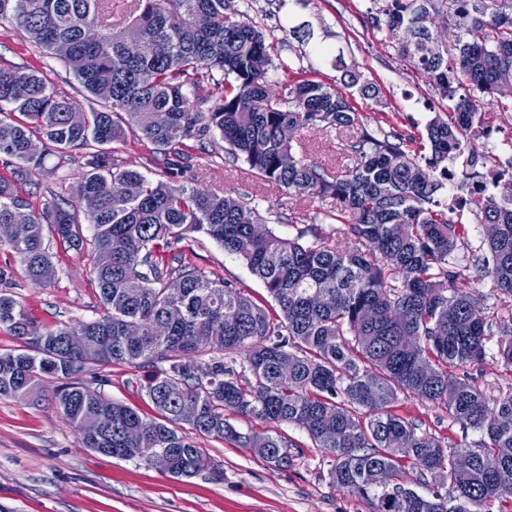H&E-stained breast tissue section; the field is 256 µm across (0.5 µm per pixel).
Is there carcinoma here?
Returning <instances> with one entry per match:
<instances>
[{"mask_svg": "<svg viewBox=\"0 0 512 512\" xmlns=\"http://www.w3.org/2000/svg\"><path fill=\"white\" fill-rule=\"evenodd\" d=\"M112 0H0V22L58 59L79 83L88 109L57 97L38 72L0 65V224L19 226L1 241L26 279L48 287L57 269L49 235L79 250L86 243L74 205L51 189L33 208L19 193L32 171L55 154L78 150L77 193L98 198L86 213L96 252L95 280L103 314L82 323L89 340L71 351L69 326L47 327L38 339L32 319L8 288L13 269L0 267V330L20 346L0 353V397L47 380L53 398L85 448L151 463L165 450L167 475L179 479L213 468L198 438L231 441L287 469L297 445L274 432L243 435L225 413L303 428L331 456L330 484L370 505V512H508L512 508V393L488 396L468 369L483 360L491 325L474 294L457 280L448 258L463 227L448 220L436 199L448 186V160L478 139L481 100L512 101V0H385L378 32L398 56L423 72L448 100V119L434 117L417 139L396 130L378 138L363 127L353 93L309 78L285 95L269 93L278 69L260 26L233 0H128L123 16L141 28L147 49L127 46L112 24ZM448 21L456 39L432 36L434 18ZM344 87L369 99L377 86L347 69ZM220 94L205 111L203 83ZM361 128L351 141L356 164L330 173L297 151L300 129ZM214 133L224 156L243 160L261 180L289 193L336 200L318 213L336 223L313 241L270 230L252 197L218 194L184 184L174 159L193 138ZM163 156L159 178L119 163L116 146L128 136ZM40 140L42 154L27 153ZM292 162L285 165L282 159ZM477 206L498 290L512 297V206L486 195ZM193 234L214 240L242 260L277 308L216 280L178 244ZM498 354L512 367V317L497 325ZM240 356V368L224 362ZM127 364L146 371L140 389L156 415L148 418L79 382L93 367ZM292 375L284 380L279 366ZM462 371L452 376L449 369ZM400 393L448 412L452 423L480 434L474 445L447 446L440 437L388 410ZM105 428L88 438L83 428ZM417 469L429 487L401 482ZM386 471L391 484L371 482ZM451 489L448 497L439 492Z\"/></svg>", "mask_w": 512, "mask_h": 512, "instance_id": "1", "label": "carcinoma"}]
</instances>
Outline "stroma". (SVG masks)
Returning <instances> with one entry per match:
<instances>
[{"label": "stroma", "mask_w": 512, "mask_h": 512, "mask_svg": "<svg viewBox=\"0 0 512 512\" xmlns=\"http://www.w3.org/2000/svg\"><path fill=\"white\" fill-rule=\"evenodd\" d=\"M378 6L375 0H250L249 18L255 19L272 46L271 54L288 71L271 74L274 93H285L298 72L342 86L343 73L335 66L334 52H342L347 68L376 83L379 100L356 99L367 129L377 130L392 122L408 134L423 133L427 122L446 112L447 103L426 77L400 59L375 32ZM317 45L330 47L331 55L317 56ZM0 64L40 71L54 89L81 100L79 84L62 62L31 46L11 25H0ZM353 131L316 132L303 129L295 138L308 157L336 170L350 165L347 150ZM212 138L188 140L180 164L183 179L209 190L232 195H254L265 208V218L275 232L294 236L317 210L334 209L330 199H313L288 193L253 176L246 164H210ZM79 164L47 156L35 179L42 186L77 202ZM452 223L465 227L464 241L451 257L473 289L491 323L512 317V298L502 295L482 265L486 254V226L479 224L474 206L449 211ZM192 260L211 278L247 289L258 300H267L263 284L239 259L199 236L185 242ZM57 275L49 287L32 285L22 269H15L17 298L36 327L61 323L75 325L102 312L93 268L92 246L74 251L52 241ZM105 381L85 373L84 384L152 415L149 400L140 390L141 370L112 365L104 370ZM476 384L496 396L512 389V368L503 365L495 343H488L483 361L471 371ZM52 384H45L36 401L0 398V506L7 512H369V505L346 490L331 486L328 458L316 448L307 432L293 424L280 431L296 442L302 453L287 469H277L254 456L250 449L209 437L199 438L217 468L192 478L175 479L139 460H121L83 448L78 436L56 409ZM420 429L445 438L448 444L475 442L476 432H462L447 412L413 395L401 394L391 405Z\"/></svg>", "instance_id": "obj_1"}]
</instances>
